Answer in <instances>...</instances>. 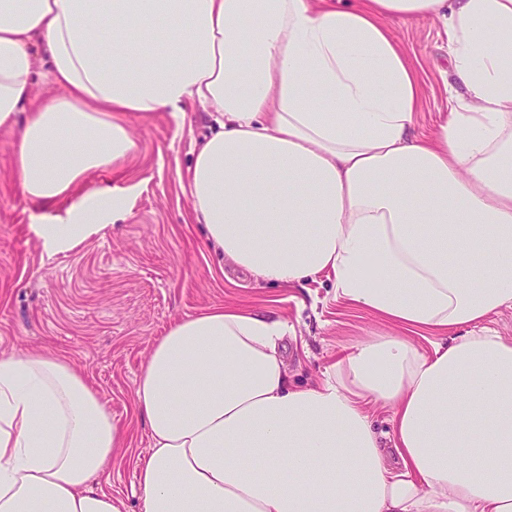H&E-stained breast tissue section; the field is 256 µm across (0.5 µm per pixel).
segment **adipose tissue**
Wrapping results in <instances>:
<instances>
[{"label": "adipose tissue", "mask_w": 512, "mask_h": 512, "mask_svg": "<svg viewBox=\"0 0 512 512\" xmlns=\"http://www.w3.org/2000/svg\"><path fill=\"white\" fill-rule=\"evenodd\" d=\"M440 19L462 89L426 138L390 22ZM45 63L57 95L39 98ZM214 113L189 170L207 246L256 279L320 274L394 327L290 386L286 322L213 306L153 340L134 403L142 512H512V0H0V128L46 248L120 219L72 199L137 142L124 117ZM451 334L421 352L412 335ZM391 411L392 439L366 404ZM127 443L67 357L0 356V512H122Z\"/></svg>", "instance_id": "ef3b65f1"}]
</instances>
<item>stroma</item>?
Wrapping results in <instances>:
<instances>
[{"mask_svg":"<svg viewBox=\"0 0 512 512\" xmlns=\"http://www.w3.org/2000/svg\"><path fill=\"white\" fill-rule=\"evenodd\" d=\"M390 30L409 50L421 84L413 133L429 135L448 114V37L435 18L394 21ZM210 123L193 106L182 122L167 112L129 118L137 152L84 185L88 191L112 187L125 220L102 218L77 245L55 252L43 248L36 229L54 223L69 203L43 208L20 194L13 135L0 129V354L61 353L99 392L128 435L127 451L113 459L101 486L123 501L124 512H142L135 464L150 446L134 411L136 381L153 340L172 322L224 303L286 321L288 374L298 386L317 385L342 348L390 332L336 300L325 277L282 288L219 267L204 250L192 222L187 171Z\"/></svg>","mask_w":512,"mask_h":512,"instance_id":"stroma-1","label":"stroma"}]
</instances>
